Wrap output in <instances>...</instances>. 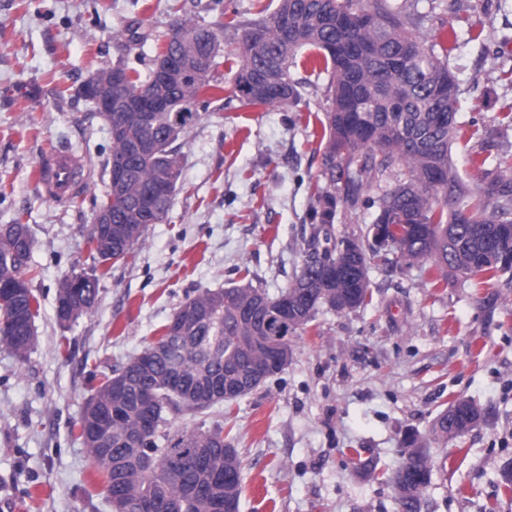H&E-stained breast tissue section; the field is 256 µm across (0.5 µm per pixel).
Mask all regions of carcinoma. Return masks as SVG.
Masks as SVG:
<instances>
[{"label": "carcinoma", "instance_id": "obj_1", "mask_svg": "<svg viewBox=\"0 0 512 512\" xmlns=\"http://www.w3.org/2000/svg\"><path fill=\"white\" fill-rule=\"evenodd\" d=\"M361 7L373 12V26L347 29L338 16ZM181 40L163 35L146 74L126 61L115 67L123 83L116 90L130 99L159 96L160 112H112L105 170L119 167L124 177L93 197V209L112 204V223L93 224L88 241L99 263L127 257L150 224L168 214L182 175L178 140L224 92L214 78L221 45L203 25L176 23ZM303 49L320 53L329 73L325 188L316 187L317 233L331 241L339 201L355 205L363 187L383 190L376 213L387 216L396 241L392 253L406 266L429 265L442 278L492 280L512 273L502 249L512 242V154L493 167L481 161L476 187L460 175L452 149L461 109L459 93L442 96L443 81L456 83L448 55L436 52L407 26L398 6L388 0H279L267 18L244 26L238 46L240 65L232 93L246 108H265L297 99L290 67ZM33 240L25 224L0 227V345L23 359L34 346L40 303L29 286ZM369 260L362 241L346 238L306 255L298 275L276 298L252 285L199 291L179 305L171 321L144 351L152 355L144 370L134 361L112 372L86 401L80 438L90 467L102 476L112 512H139V501L154 512H224V501L240 507L243 463L221 429L184 430L163 447L160 428L170 413L199 412L248 395L262 385L249 369L274 352L292 355V338L323 308L355 311L372 301ZM99 276H65L56 298L58 322L67 326L91 311L98 300ZM237 374L236 391L224 385ZM125 381L124 391L112 389ZM453 402L440 412L432 435L446 442L464 417ZM200 438L216 449L215 465L224 482L208 488L209 471L197 466L192 442ZM152 454L145 472L139 458ZM402 466L389 477L396 489L397 512H421L431 483L429 445L417 435L403 441Z\"/></svg>", "mask_w": 512, "mask_h": 512}]
</instances>
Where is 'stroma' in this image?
I'll use <instances>...</instances> for the list:
<instances>
[{
    "mask_svg": "<svg viewBox=\"0 0 512 512\" xmlns=\"http://www.w3.org/2000/svg\"><path fill=\"white\" fill-rule=\"evenodd\" d=\"M430 43L449 30L469 42L450 54L462 109L455 146L461 173L472 159L512 148V0H398ZM278 0H0V226L28 225L40 301L36 342L25 359L0 346V512H111L92 476L77 422L100 380L143 349L186 298L249 284L278 296L299 273L315 220L310 186L323 170L327 74L315 52L290 68L298 97L246 109L231 92L211 103L181 139L180 188L165 219L149 225L123 261L99 265L87 242L92 196L108 183L107 126L77 89L96 68L128 60L146 70L154 38L176 19L215 27L224 53L217 76L239 66L241 25L268 17ZM145 35L142 43L130 31ZM65 147L89 174L82 194L54 203L33 173ZM338 203L331 233L371 246L375 215ZM99 273L96 307L75 323L56 318L60 280ZM372 302L320 311L293 339L285 369L252 393L200 413L168 417L166 430L221 428L241 457L240 512H395L391 484L363 479L362 462L390 472L402 441L430 442L433 471L422 512H512L498 471L512 464V280H435L421 266L375 258ZM465 398L488 411L466 436L441 443L433 421Z\"/></svg>",
    "mask_w": 512,
    "mask_h": 512,
    "instance_id": "1",
    "label": "stroma"
}]
</instances>
